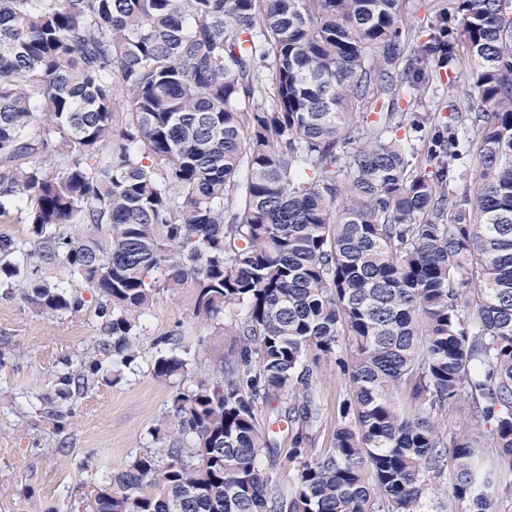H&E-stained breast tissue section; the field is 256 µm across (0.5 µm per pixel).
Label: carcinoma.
Returning <instances> with one entry per match:
<instances>
[{
  "instance_id": "obj_1",
  "label": "carcinoma",
  "mask_w": 512,
  "mask_h": 512,
  "mask_svg": "<svg viewBox=\"0 0 512 512\" xmlns=\"http://www.w3.org/2000/svg\"><path fill=\"white\" fill-rule=\"evenodd\" d=\"M426 37L400 79L397 0H0V217L26 204L121 365L164 289L192 286L196 314L238 336L222 379L176 390V427L154 430L168 462L93 484L95 512H437L448 454L450 512H492L474 432L512 467V0H455ZM461 40L480 176L458 190L462 115L432 133L428 170L386 133L431 124L394 106H421L428 65L456 74ZM26 290L41 313L82 305L75 285ZM170 345L158 377L187 372ZM322 360L354 390L285 490L259 417L282 400L301 444ZM88 381L63 374L57 398Z\"/></svg>"
}]
</instances>
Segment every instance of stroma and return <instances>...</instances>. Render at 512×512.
I'll use <instances>...</instances> for the list:
<instances>
[{
    "instance_id": "35a3bbf8",
    "label": "stroma",
    "mask_w": 512,
    "mask_h": 512,
    "mask_svg": "<svg viewBox=\"0 0 512 512\" xmlns=\"http://www.w3.org/2000/svg\"><path fill=\"white\" fill-rule=\"evenodd\" d=\"M453 6L454 0H398L409 57L421 52L420 30L433 26ZM475 98L465 75L452 83L436 77L427 85L424 109L444 122L451 113L471 111ZM0 237L20 247L19 252L0 254V266L10 263L21 269L20 278H0V512H94L90 482L111 479L131 457L164 454L153 431L171 422L172 397L181 380L158 377L151 370L165 338L178 336V353L189 362L186 378L191 381L217 378V366L236 339L196 315L194 288L160 291L143 318L136 362L123 367L114 365L111 356H97L99 371L76 397L74 414L46 418L60 376L87 362L104 334L98 297L86 288L79 312L42 315L26 299L23 277L34 275L67 287L72 281L68 267L35 255L25 209L0 219ZM314 389L322 413L303 445L307 457L329 450L339 423L338 406L352 384L338 367L322 363ZM260 424L276 442L265 466L281 486H289L299 461L289 455L294 431L281 417L279 401L270 402Z\"/></svg>"
}]
</instances>
